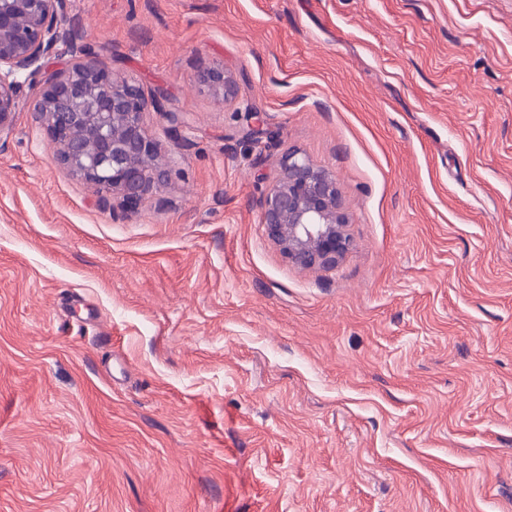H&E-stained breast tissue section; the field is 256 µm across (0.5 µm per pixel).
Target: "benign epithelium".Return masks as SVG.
I'll list each match as a JSON object with an SVG mask.
<instances>
[{
	"mask_svg": "<svg viewBox=\"0 0 512 512\" xmlns=\"http://www.w3.org/2000/svg\"><path fill=\"white\" fill-rule=\"evenodd\" d=\"M69 2L0 0V139L12 134L18 113H32L46 127L57 160L131 214L160 191L177 164L175 155L161 154L145 114H163L171 133L184 121L164 97L146 96L83 40L71 25ZM61 50L68 63L46 65ZM194 80L226 101L237 96L235 79L222 68L202 65ZM25 82L37 92L24 98ZM260 205L268 237L300 268L333 267L351 246L335 176L297 151L281 155Z\"/></svg>",
	"mask_w": 512,
	"mask_h": 512,
	"instance_id": "obj_1",
	"label": "benign epithelium"
}]
</instances>
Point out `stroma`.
Returning a JSON list of instances; mask_svg holds the SVG:
<instances>
[{
	"instance_id": "35a3bbf8",
	"label": "stroma",
	"mask_w": 512,
	"mask_h": 512,
	"mask_svg": "<svg viewBox=\"0 0 512 512\" xmlns=\"http://www.w3.org/2000/svg\"><path fill=\"white\" fill-rule=\"evenodd\" d=\"M70 16L185 125L147 114L178 163L129 217L32 114L0 141V512H512V0ZM290 150L336 177V267L260 222ZM195 82L217 94L224 96V101L235 99L237 86L235 79L224 68L201 65L194 75Z\"/></svg>"
}]
</instances>
